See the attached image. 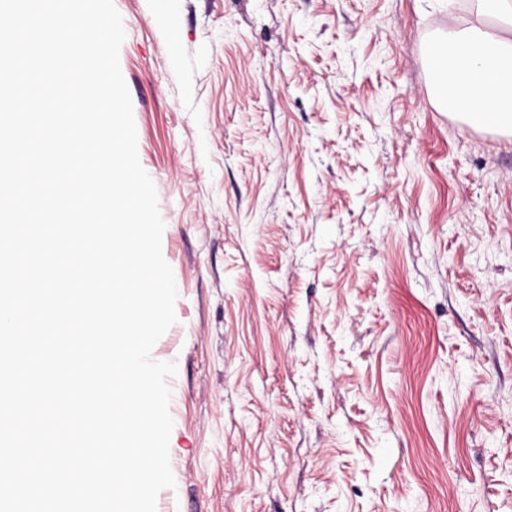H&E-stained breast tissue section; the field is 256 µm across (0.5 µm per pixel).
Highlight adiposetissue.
Segmentation results:
<instances>
[{
	"mask_svg": "<svg viewBox=\"0 0 512 512\" xmlns=\"http://www.w3.org/2000/svg\"><path fill=\"white\" fill-rule=\"evenodd\" d=\"M473 2L466 25H449L435 42L442 99L467 124L491 116L512 134V0Z\"/></svg>",
	"mask_w": 512,
	"mask_h": 512,
	"instance_id": "adipose-tissue-1",
	"label": "adipose tissue"
}]
</instances>
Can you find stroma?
<instances>
[{"label":"stroma","instance_id":"1","mask_svg":"<svg viewBox=\"0 0 512 512\" xmlns=\"http://www.w3.org/2000/svg\"><path fill=\"white\" fill-rule=\"evenodd\" d=\"M175 323L157 512H512V135L471 0H114ZM472 2L464 27L448 21L447 30L436 37L442 99L467 124L512 134V2ZM482 116L499 122L478 124Z\"/></svg>","mask_w":512,"mask_h":512}]
</instances>
